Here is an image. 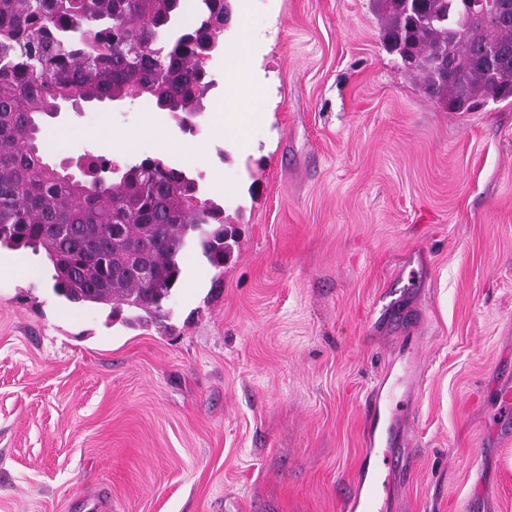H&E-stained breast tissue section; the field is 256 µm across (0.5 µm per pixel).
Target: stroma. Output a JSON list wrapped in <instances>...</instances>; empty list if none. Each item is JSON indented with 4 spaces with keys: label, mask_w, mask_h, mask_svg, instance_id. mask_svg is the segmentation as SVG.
I'll return each instance as SVG.
<instances>
[{
    "label": "stroma",
    "mask_w": 512,
    "mask_h": 512,
    "mask_svg": "<svg viewBox=\"0 0 512 512\" xmlns=\"http://www.w3.org/2000/svg\"><path fill=\"white\" fill-rule=\"evenodd\" d=\"M195 134L146 100L48 122L54 162L126 165L66 126L138 137L199 176L235 232L185 253L162 322L53 291L0 248V512H343L380 454L368 395L411 367L384 512H512V102L451 112L382 45L371 0H232ZM246 27L275 101L224 141ZM264 112H228L224 115V136L226 132L233 135L230 142L240 152H250L257 144L244 134L243 129L248 125H263Z\"/></svg>",
    "instance_id": "35a3bbf8"
}]
</instances>
